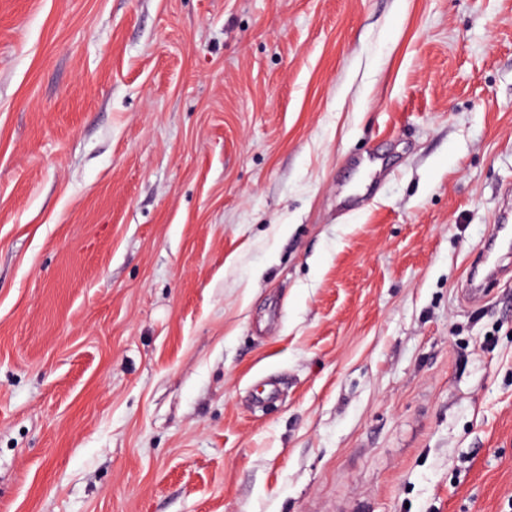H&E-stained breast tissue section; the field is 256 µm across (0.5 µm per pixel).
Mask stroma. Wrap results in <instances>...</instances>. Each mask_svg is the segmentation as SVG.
I'll return each mask as SVG.
<instances>
[{
  "label": "stroma",
  "instance_id": "obj_1",
  "mask_svg": "<svg viewBox=\"0 0 512 512\" xmlns=\"http://www.w3.org/2000/svg\"><path fill=\"white\" fill-rule=\"evenodd\" d=\"M512 0H0V512H512ZM512 212L497 216L493 231L484 247L483 267L484 276L477 281L479 267L471 274L469 295L476 296L482 293V284L486 279L497 278L503 261L510 263L512 254Z\"/></svg>",
  "mask_w": 512,
  "mask_h": 512
}]
</instances>
